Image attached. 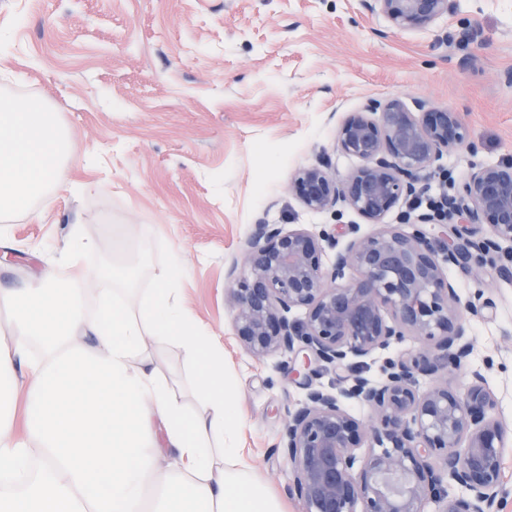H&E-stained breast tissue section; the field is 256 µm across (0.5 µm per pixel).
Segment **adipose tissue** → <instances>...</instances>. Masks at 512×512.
<instances>
[{
    "label": "adipose tissue",
    "instance_id": "1",
    "mask_svg": "<svg viewBox=\"0 0 512 512\" xmlns=\"http://www.w3.org/2000/svg\"><path fill=\"white\" fill-rule=\"evenodd\" d=\"M71 149L44 101L1 98L0 215L38 218L34 201ZM91 247L73 229L67 274L0 291L11 327L0 342V472L22 476L0 495V512H280L238 446L224 349L175 298L179 254L137 309L120 278L90 313L78 281ZM151 341L176 343L195 365L199 410L188 411L163 376Z\"/></svg>",
    "mask_w": 512,
    "mask_h": 512
}]
</instances>
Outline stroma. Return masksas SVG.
<instances>
[{
    "instance_id": "35a3bbf8",
    "label": "stroma",
    "mask_w": 512,
    "mask_h": 512,
    "mask_svg": "<svg viewBox=\"0 0 512 512\" xmlns=\"http://www.w3.org/2000/svg\"><path fill=\"white\" fill-rule=\"evenodd\" d=\"M0 31V97L45 100L72 143L57 186L35 202L39 219L0 221V288L63 273L75 225L96 243L84 269L131 268L143 292L179 253L181 302L224 347L242 454L284 512H302L279 447L305 395L300 359L245 350L225 274L261 221L370 231L351 209L311 212L288 190L299 168L356 166L336 131L367 99L457 110L477 151L442 158L453 179L474 162H511L512 0H457L434 26L397 36L358 0H0ZM448 276L461 296L494 298L471 322L470 364L512 428V284L490 268ZM152 350L196 408L179 346Z\"/></svg>"
}]
</instances>
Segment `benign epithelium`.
<instances>
[{
  "mask_svg": "<svg viewBox=\"0 0 512 512\" xmlns=\"http://www.w3.org/2000/svg\"><path fill=\"white\" fill-rule=\"evenodd\" d=\"M360 6L394 35L425 30L455 9L454 0ZM337 143L360 165L343 175L302 167L289 190L311 211L349 207L375 230L334 224L313 233L260 222L243 264L227 271L225 297L245 349L303 357L305 398L282 435L303 512H425L429 503L433 512H503L506 428L485 376L469 368V323L492 299L482 289L461 297L445 269L489 267L512 283V163L471 166L440 211L410 210L391 224L399 203L441 178L443 156L476 151L460 113L369 99L343 120ZM341 237L349 242L339 249ZM298 308L304 318H290ZM409 339L423 348H400ZM375 353L388 357L372 379L363 363ZM328 367L347 370L337 389L311 379ZM453 373L464 374L463 387H448ZM421 378L430 380L424 390ZM347 401L368 417L350 414Z\"/></svg>",
  "mask_w": 512,
  "mask_h": 512,
  "instance_id": "benign-epithelium-1",
  "label": "benign epithelium"
}]
</instances>
